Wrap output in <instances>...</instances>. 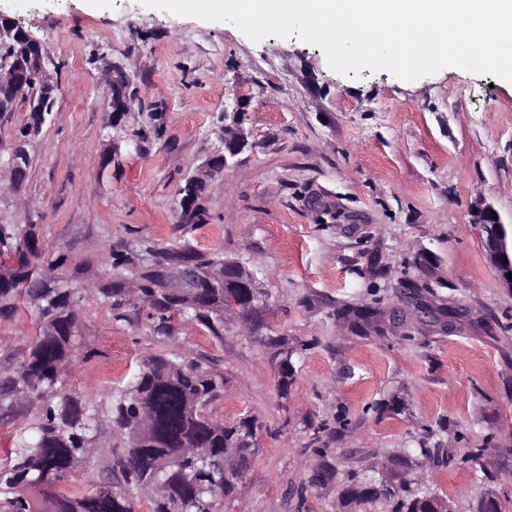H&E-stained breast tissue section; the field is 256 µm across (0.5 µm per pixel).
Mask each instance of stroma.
Wrapping results in <instances>:
<instances>
[{
    "label": "stroma",
    "mask_w": 512,
    "mask_h": 512,
    "mask_svg": "<svg viewBox=\"0 0 512 512\" xmlns=\"http://www.w3.org/2000/svg\"><path fill=\"white\" fill-rule=\"evenodd\" d=\"M0 11L43 42L60 85L24 184L0 187V224L39 225L85 282L109 272L101 244L175 235L180 188L223 150L225 99L247 103L249 146L208 177V221L188 235L254 272L268 297L260 329L228 315L218 342L178 323L161 345L146 322L113 321L87 292L77 307L87 354L70 389L102 401L162 348L211 359L225 383L213 413L249 411L264 426L224 512H336L347 471L419 446L484 449L472 467L435 466L428 479L457 512L487 488L512 512V294L472 222L481 202L512 224V83L458 68L350 79L297 38L255 42L139 0H0ZM109 63L137 94L127 129L162 130L137 153L104 138ZM420 302L451 310L450 325L427 322ZM363 306L378 311L366 325L353 314ZM267 336L297 349L285 396ZM394 399L399 411H386ZM317 448L333 478L297 497Z\"/></svg>",
    "instance_id": "35a3bbf8"
}]
</instances>
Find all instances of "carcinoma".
<instances>
[{
  "mask_svg": "<svg viewBox=\"0 0 512 512\" xmlns=\"http://www.w3.org/2000/svg\"><path fill=\"white\" fill-rule=\"evenodd\" d=\"M180 234L159 245L108 249L109 279L95 291L125 321L130 310L145 319L161 344L173 322L199 327L216 341L224 335V295L230 284L202 289L200 305L187 302L161 279L160 268L191 260L219 269L224 255L199 250ZM69 255L49 249L36 224H0V319L26 309L35 333L17 359L0 361V424L20 425L0 440V512H131L149 495V512H223L237 493L240 475L224 472V455H241L249 469L253 448H235L239 420L212 415L224 393V375L202 361L165 350L145 359L127 382L111 387L104 403L85 400L66 387L79 349L77 305L89 286L59 274ZM36 409L24 420V406ZM107 462L91 490L74 488V474L100 453ZM484 449L454 457L442 448H421L418 471L395 460L385 475L376 468L352 471L341 490L344 512H355L364 481L384 478L394 492L387 512H435L446 499L427 484L430 465L477 462Z\"/></svg>",
  "mask_w": 512,
  "mask_h": 512,
  "instance_id": "cac0c4a2",
  "label": "carcinoma"
}]
</instances>
